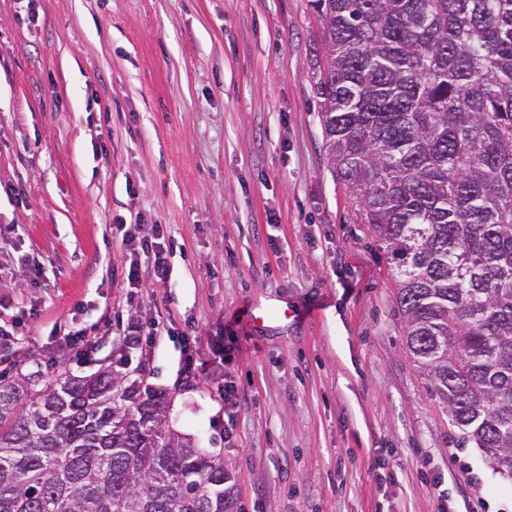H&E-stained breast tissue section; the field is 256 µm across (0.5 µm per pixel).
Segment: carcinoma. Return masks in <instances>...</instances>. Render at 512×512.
Here are the masks:
<instances>
[{
	"instance_id": "carcinoma-1",
	"label": "carcinoma",
	"mask_w": 512,
	"mask_h": 512,
	"mask_svg": "<svg viewBox=\"0 0 512 512\" xmlns=\"http://www.w3.org/2000/svg\"><path fill=\"white\" fill-rule=\"evenodd\" d=\"M332 177L394 265L406 346L512 480V0H309ZM104 369L0 380V512H241L224 458Z\"/></svg>"
}]
</instances>
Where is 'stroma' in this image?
<instances>
[{
	"instance_id": "35a3bbf8",
	"label": "stroma",
	"mask_w": 512,
	"mask_h": 512,
	"mask_svg": "<svg viewBox=\"0 0 512 512\" xmlns=\"http://www.w3.org/2000/svg\"><path fill=\"white\" fill-rule=\"evenodd\" d=\"M318 37L309 0H0V378L109 365L164 393L241 512H512V481L454 446L330 174ZM119 217L162 226L166 287L128 286ZM79 330L81 361L61 342ZM159 321H152L147 323L146 326H138L131 329L130 332L123 335L124 348L135 349L143 343L151 344L157 337L162 336V330Z\"/></svg>"
}]
</instances>
